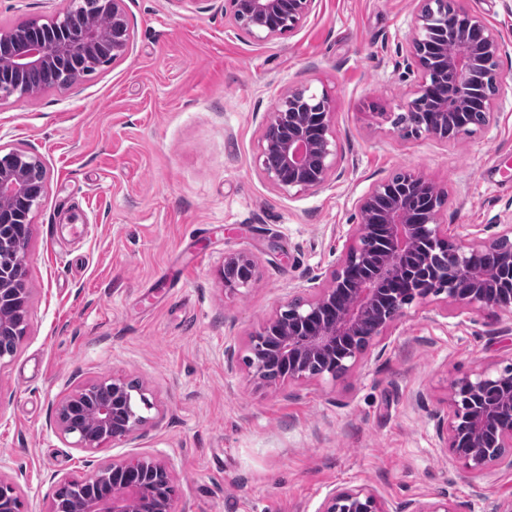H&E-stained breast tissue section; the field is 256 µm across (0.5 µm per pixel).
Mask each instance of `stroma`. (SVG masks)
<instances>
[{
    "instance_id": "obj_1",
    "label": "stroma",
    "mask_w": 512,
    "mask_h": 512,
    "mask_svg": "<svg viewBox=\"0 0 512 512\" xmlns=\"http://www.w3.org/2000/svg\"><path fill=\"white\" fill-rule=\"evenodd\" d=\"M464 4L507 51L489 124L447 142L393 123L419 79V0H316L265 41L230 23L225 0H125L122 59L0 101V151L36 155L48 183L27 245V330L0 360V474L24 512H44L58 478L148 453L172 469L175 512H317L333 488L362 484L466 512L512 499V469L472 484L434 420L450 379L512 364V315L414 301L335 381L260 384L245 363L250 335L334 265L356 200L394 172L444 192L439 221L457 234L512 223V0ZM59 7L0 0V29ZM291 87L332 100L342 175L318 191L283 193L257 161L263 116ZM237 253L256 276L231 289L220 270ZM112 377L139 380L151 402L139 437L73 447L57 403Z\"/></svg>"
}]
</instances>
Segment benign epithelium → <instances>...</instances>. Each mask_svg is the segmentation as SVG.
Listing matches in <instances>:
<instances>
[{
    "mask_svg": "<svg viewBox=\"0 0 512 512\" xmlns=\"http://www.w3.org/2000/svg\"><path fill=\"white\" fill-rule=\"evenodd\" d=\"M315 0H227L224 13L240 29L254 18L263 24L252 27L249 34L264 41L291 33L310 16ZM454 0V12L439 19L428 9L417 13L410 37V53L420 70V80L412 98L427 97L434 111V121L427 133L438 140L457 138L470 133L464 114L472 107L492 116L493 99L475 98L479 81L499 82L497 60L507 51L497 31L480 17ZM76 0H63L55 13L61 27L44 31H0V99L18 95L30 97L35 89L16 90L3 75L51 68L66 58L74 57L95 63L100 46L112 39V61L122 58L130 43V25L124 0H109L112 29L80 23L74 5ZM438 25L448 29L455 50H442L445 78L429 80V65L418 51L430 30ZM451 75L456 81V94L448 98L446 87ZM330 99L307 87L290 88L267 113L263 123L258 162L265 178L284 193L296 190L318 191L324 188L331 174L338 170L336 142L331 131ZM274 153L279 162L270 166L268 154ZM38 157L24 150H12L0 157V223L9 221L11 205L30 194L27 169ZM360 223L347 232L348 245L336 264L325 272L312 276L296 288V295L276 310L249 339L251 356L247 366L251 377L260 382L270 381L272 364L277 356L267 346L269 337H280V356L288 363L285 377L301 381L310 377L308 362L324 357L326 365L320 377L338 380L350 373L360 362L362 351L353 350L342 358L337 344L345 336L362 335L361 326L369 321L373 331L368 342L383 336L403 314L405 306L415 300L446 295L450 305L468 309L495 308L512 314V291L501 292L503 281L512 283V225L502 234L483 239L476 234L450 236L438 223V209L430 208L425 217L416 220L405 196L393 191L387 180L376 183L356 203ZM383 233L385 249L378 259H372L364 249V240L372 231ZM427 235L439 241L448 263L466 275L468 288L461 290L437 279H425L410 284V289L398 287L408 270L407 261L417 239ZM492 254L496 267L492 272L477 268L480 257ZM375 264L376 273L357 280L350 289L347 305L338 310L332 306L336 292L348 279L352 266ZM244 268L242 285L252 281L256 264L246 255L224 257L223 269ZM93 384L73 391L56 407V423L61 435H72L67 417L91 395ZM95 424L77 436L75 447L93 452L107 437L112 443L135 439L146 422L137 410L124 382L112 381V398L95 407ZM437 435L444 450L463 469L478 478L489 469L505 465L512 468V365L494 371L480 367L449 383L448 416L441 418ZM144 477L126 483L113 478L126 471L128 460L115 458L93 468L78 489L91 484L108 485L110 489L100 499L79 495L68 507L69 512H173V502L164 490L173 486L174 476L167 462L155 455L141 457ZM19 487L0 474V512H20ZM318 512H462L460 505L449 500L435 502L408 501L388 505L365 485L335 489L322 502Z\"/></svg>",
    "mask_w": 512,
    "mask_h": 512,
    "instance_id": "benign-epithelium-1",
    "label": "benign epithelium"
}]
</instances>
